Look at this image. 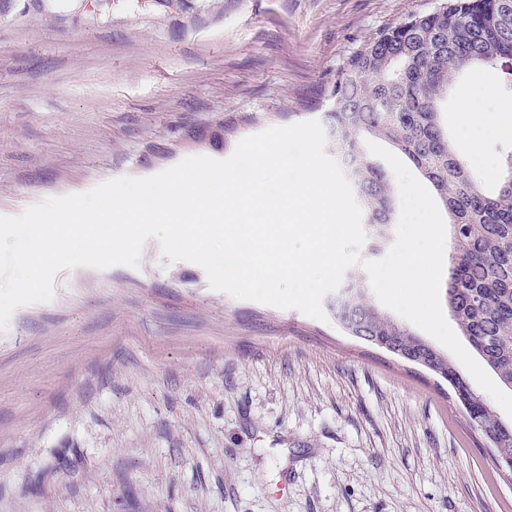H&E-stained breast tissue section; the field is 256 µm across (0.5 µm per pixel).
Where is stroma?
<instances>
[{
	"instance_id": "35a3bbf8",
	"label": "stroma",
	"mask_w": 512,
	"mask_h": 512,
	"mask_svg": "<svg viewBox=\"0 0 512 512\" xmlns=\"http://www.w3.org/2000/svg\"><path fill=\"white\" fill-rule=\"evenodd\" d=\"M444 0H0V215L271 126L323 120L349 59ZM512 105L465 68L440 108L494 187ZM440 376L212 290L149 239L0 331V512H512V472Z\"/></svg>"
}]
</instances>
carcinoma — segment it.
<instances>
[{"label":"carcinoma","mask_w":512,"mask_h":512,"mask_svg":"<svg viewBox=\"0 0 512 512\" xmlns=\"http://www.w3.org/2000/svg\"><path fill=\"white\" fill-rule=\"evenodd\" d=\"M503 2L449 0L381 32L339 73L326 118L328 149L352 185L372 247L387 239L397 206L364 140L391 142L430 183L450 229L448 312L506 386L512 384V154L490 191L456 153L438 110L456 75L475 63L498 70L503 85L512 87V8ZM336 318L429 359L465 401L469 422L512 456V424L502 422L447 359L373 306L357 273L336 296Z\"/></svg>","instance_id":"obj_1"}]
</instances>
